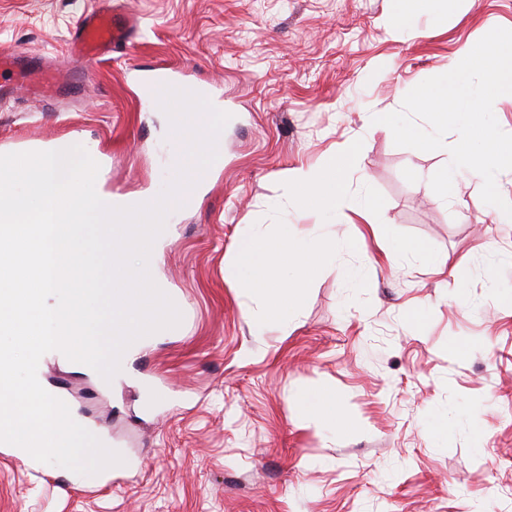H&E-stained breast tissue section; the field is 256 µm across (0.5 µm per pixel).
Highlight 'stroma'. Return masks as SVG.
<instances>
[{
    "label": "stroma",
    "mask_w": 512,
    "mask_h": 512,
    "mask_svg": "<svg viewBox=\"0 0 512 512\" xmlns=\"http://www.w3.org/2000/svg\"><path fill=\"white\" fill-rule=\"evenodd\" d=\"M138 21L134 42L80 63L78 85L46 101L0 102V154L67 143L95 150L105 191L157 198L184 152L146 101L140 71L164 66L211 85L230 113L224 159L172 208L153 280L182 314L148 337L112 381L63 357L45 383L122 464L80 475L0 455V512H512V223L492 220L481 186L452 201L430 186L443 149L396 146L370 114L400 109L496 27L512 0H453L442 21L391 34L397 0H112ZM99 0H0V49L71 67L67 40ZM353 141L357 166L335 247L288 324L258 330L244 311L236 249L247 230L319 218L286 194L289 174ZM371 198L387 219L355 211ZM395 240L426 245L389 267ZM458 269L453 280L449 269ZM470 345L449 353L451 339ZM333 390L357 423L332 434L299 397Z\"/></svg>",
    "instance_id": "1"
}]
</instances>
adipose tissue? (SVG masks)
<instances>
[{
	"label": "adipose tissue",
	"mask_w": 512,
	"mask_h": 512,
	"mask_svg": "<svg viewBox=\"0 0 512 512\" xmlns=\"http://www.w3.org/2000/svg\"><path fill=\"white\" fill-rule=\"evenodd\" d=\"M356 148L345 143L331 151L315 167L298 169L287 185L303 208L341 215L350 195L349 177L354 167ZM330 248L320 235L302 234L293 224H283L275 238L259 234L244 237L237 254L247 274L246 285L260 296L259 309H246L247 319L257 325L285 323L297 310V298L305 284L316 275L320 256ZM304 420L331 425L337 431H352L353 423L336 404L331 389L323 387L300 397Z\"/></svg>",
	"instance_id": "adipose-tissue-1"
}]
</instances>
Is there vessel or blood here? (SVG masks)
<instances>
[{"label": "vessel or blood", "mask_w": 512, "mask_h": 512, "mask_svg": "<svg viewBox=\"0 0 512 512\" xmlns=\"http://www.w3.org/2000/svg\"><path fill=\"white\" fill-rule=\"evenodd\" d=\"M137 23L125 13L109 7L92 11L81 17L71 31L68 52L75 59H95L125 48L132 40ZM74 72L70 69L27 66L21 51L0 50V97L6 98L16 88H24L31 96L48 98L69 85ZM145 86L185 88L182 73L164 68L145 73Z\"/></svg>", "instance_id": "b4317fda"}]
</instances>
